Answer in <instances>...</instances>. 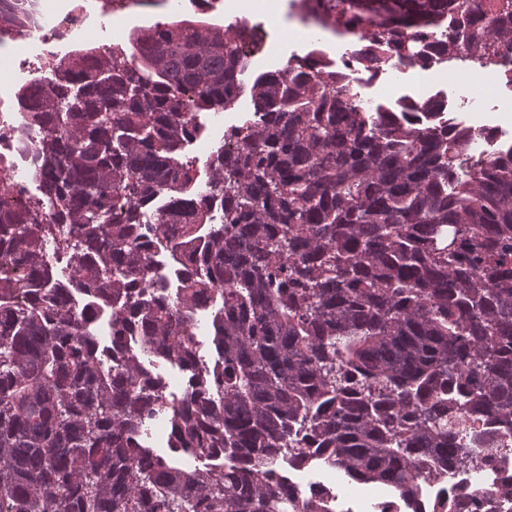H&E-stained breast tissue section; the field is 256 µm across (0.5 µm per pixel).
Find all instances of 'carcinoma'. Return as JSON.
I'll list each match as a JSON object with an SVG mask.
<instances>
[{
    "label": "carcinoma",
    "instance_id": "1",
    "mask_svg": "<svg viewBox=\"0 0 512 512\" xmlns=\"http://www.w3.org/2000/svg\"><path fill=\"white\" fill-rule=\"evenodd\" d=\"M30 2L0 0V33L29 23ZM297 6L345 32L380 20L371 63L388 46L405 65L512 56V0ZM445 14L447 40L410 38ZM247 39L156 23L129 53L77 50L17 92L41 133V198L0 191V512H351L291 494L287 465L422 512L427 479L490 464L512 438V148L471 163L479 129L409 99L368 108L332 67L289 65L252 79V116L200 166L189 131L237 100ZM150 225L189 272L171 295L146 292ZM73 288L112 310V360ZM161 357L193 371L194 394L166 396ZM152 416L170 424L169 456L147 441ZM477 499L494 512L512 482L471 483L453 512Z\"/></svg>",
    "mask_w": 512,
    "mask_h": 512
}]
</instances>
